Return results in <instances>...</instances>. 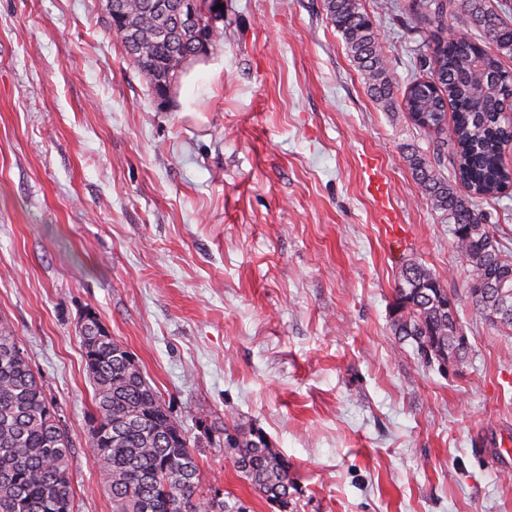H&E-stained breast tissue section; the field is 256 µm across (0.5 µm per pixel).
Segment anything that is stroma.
Instances as JSON below:
<instances>
[{"instance_id": "1", "label": "stroma", "mask_w": 512, "mask_h": 512, "mask_svg": "<svg viewBox=\"0 0 512 512\" xmlns=\"http://www.w3.org/2000/svg\"><path fill=\"white\" fill-rule=\"evenodd\" d=\"M222 3L185 103L155 95L100 0H0V323L70 432L74 512H112L86 431L90 310L196 443L203 483L249 512H512L492 454L512 441V330L470 303L406 162L432 136L369 96L324 0ZM360 3L402 86L459 30L408 0ZM410 261L456 302L470 348L454 371L393 331ZM239 422L290 461L286 507L225 458ZM366 173L368 175V190L373 195L383 211H386V200L389 198V189L387 183L382 179L378 166L370 160L365 162Z\"/></svg>"}]
</instances>
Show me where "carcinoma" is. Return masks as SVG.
I'll list each match as a JSON object with an SVG mask.
<instances>
[{"instance_id":"1","label":"carcinoma","mask_w":512,"mask_h":512,"mask_svg":"<svg viewBox=\"0 0 512 512\" xmlns=\"http://www.w3.org/2000/svg\"><path fill=\"white\" fill-rule=\"evenodd\" d=\"M216 6L217 0H198L197 19L189 22L174 20L156 0H103L102 20L156 91L178 80L184 52L196 48L201 30L215 34ZM324 7L372 98H400L411 123L428 134L444 130L452 117V137L434 140L433 158L412 153L407 161L468 267L471 304L491 325L512 329V260L478 208L479 201L512 186V168L503 161L512 145V121L503 112L512 72L502 63L512 57V23L490 0H412L411 10L424 21L441 23L450 16L479 29L482 38L455 34L437 42L423 61L426 77L401 87L360 0H324ZM443 159L454 173L452 184L437 172ZM450 301L434 273L407 263L396 286L395 335L426 359L452 353L463 359L468 344L458 319L449 317ZM79 335L95 390L88 434L113 512H248L241 500L230 503L221 491L203 489L195 445L95 312L83 316ZM224 449L255 491L271 502H287L294 486L291 465L263 431L226 427ZM71 454V435L56 406L12 329L0 324V512H73Z\"/></svg>"}]
</instances>
